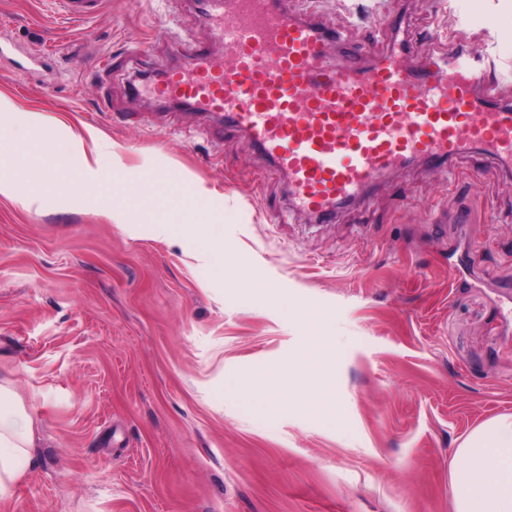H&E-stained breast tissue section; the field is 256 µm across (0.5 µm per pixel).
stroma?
Returning <instances> with one entry per match:
<instances>
[{
	"instance_id": "35a3bbf8",
	"label": "stroma",
	"mask_w": 512,
	"mask_h": 512,
	"mask_svg": "<svg viewBox=\"0 0 512 512\" xmlns=\"http://www.w3.org/2000/svg\"><path fill=\"white\" fill-rule=\"evenodd\" d=\"M294 7L336 29L337 63L346 42H403L410 67L456 45L492 64L512 103V0ZM165 21L209 37L194 0H101L82 20L52 0H0V97L13 105L0 115L13 179L0 196V377L34 399L40 429L36 465L0 512H453L455 448L512 413V170L475 151L444 171L419 161L316 222L243 133L130 102L133 73L180 61L179 43L155 38ZM96 150L112 168L88 187ZM147 176L150 198L135 191ZM202 187L201 209L224 214L220 258L174 208ZM310 307L336 346L335 424L294 403L252 407L256 370L304 352Z\"/></svg>"
}]
</instances>
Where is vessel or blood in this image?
I'll use <instances>...</instances> for the list:
<instances>
[{"label":"vessel or blood","mask_w":512,"mask_h":512,"mask_svg":"<svg viewBox=\"0 0 512 512\" xmlns=\"http://www.w3.org/2000/svg\"><path fill=\"white\" fill-rule=\"evenodd\" d=\"M210 44L182 42L178 67L133 96L217 116L244 132L288 177L292 206L318 219L364 199L385 172L416 161L445 165L467 150L512 161V105L489 95L490 72L460 48L435 70L404 65L400 50L365 66L362 45L345 64L325 52L338 34L300 17L289 0H204Z\"/></svg>","instance_id":"obj_1"}]
</instances>
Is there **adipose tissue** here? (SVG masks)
<instances>
[{"label":"adipose tissue","mask_w":512,"mask_h":512,"mask_svg":"<svg viewBox=\"0 0 512 512\" xmlns=\"http://www.w3.org/2000/svg\"><path fill=\"white\" fill-rule=\"evenodd\" d=\"M306 318L314 332L307 352L276 389L260 398L262 409L298 399L303 409L338 421L336 393L327 363L331 348L317 330L319 315ZM37 446L35 419L13 383L0 379V497L25 480ZM453 512H512V414L492 418L473 430L456 451L451 470Z\"/></svg>","instance_id":"adipose-tissue-1"}]
</instances>
